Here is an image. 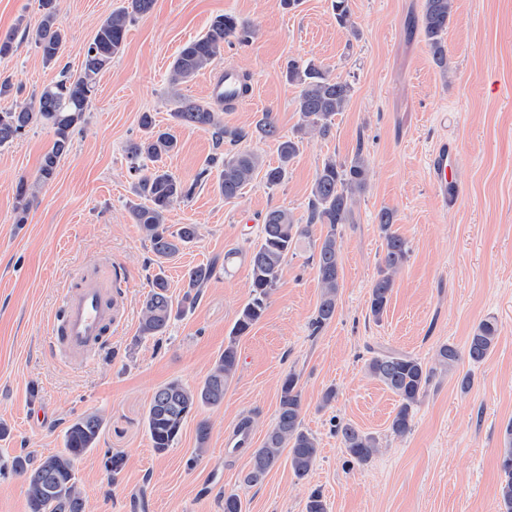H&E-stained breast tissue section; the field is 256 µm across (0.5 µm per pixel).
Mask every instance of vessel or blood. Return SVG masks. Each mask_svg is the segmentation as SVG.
Masks as SVG:
<instances>
[{
	"label": "vessel or blood",
	"instance_id": "1",
	"mask_svg": "<svg viewBox=\"0 0 512 512\" xmlns=\"http://www.w3.org/2000/svg\"><path fill=\"white\" fill-rule=\"evenodd\" d=\"M449 155L448 141L443 138L429 157L432 185L443 193L448 190L452 170ZM61 305L66 318L61 327L52 330L50 341L75 359L84 358L106 330L120 324L107 287L95 278L76 275L64 289Z\"/></svg>",
	"mask_w": 512,
	"mask_h": 512
}]
</instances>
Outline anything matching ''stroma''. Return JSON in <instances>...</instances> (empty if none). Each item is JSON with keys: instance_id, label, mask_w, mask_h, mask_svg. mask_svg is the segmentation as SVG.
Returning a JSON list of instances; mask_svg holds the SVG:
<instances>
[{"instance_id": "stroma-1", "label": "stroma", "mask_w": 512, "mask_h": 512, "mask_svg": "<svg viewBox=\"0 0 512 512\" xmlns=\"http://www.w3.org/2000/svg\"><path fill=\"white\" fill-rule=\"evenodd\" d=\"M121 4L57 0V23L67 37L62 62L71 72H78L98 25ZM348 4L353 26L346 29L331 0H300L291 11L280 0H155L99 74L69 153L23 224L16 221V184L34 178L52 135L35 125L0 148V460L62 451L68 425L98 410L105 418L100 444L76 462L88 512H224L228 492L240 496L243 512H305L315 490L327 512H499L500 457L512 423V0H454L446 75L433 65L421 30L423 0ZM226 13L255 28L252 41L225 45L209 68L171 85L168 70L181 48ZM40 19L38 0H0V34L14 33L17 46L0 60V74L19 85L22 100L58 77L32 39ZM292 59L322 64L352 85L331 137L304 141L277 187L258 180L227 200L217 189L219 168L207 161L235 146L215 147L204 129L176 128L180 150L165 164L196 189L171 208L166 223L198 225L200 236L166 273L173 297H181L187 268L223 259L232 248L248 250L269 210L285 208L305 222L323 161L347 163L360 150L370 179L354 223L341 228L338 312L311 331L321 288L313 248L301 244L262 318L238 341L240 365L223 405L189 417L173 448L156 453L146 426L153 392L174 379L191 386L205 379L249 298L250 272L243 260L216 271L194 309L165 335L140 338L141 303L157 265L129 209L135 196L127 144L140 133L142 113L170 125L178 98L206 100L208 82L228 67L248 73L252 91L225 109V126L249 131L267 112L282 135H293L299 87L285 78ZM14 99L0 98V111ZM443 138L458 155L446 197L433 190L428 169ZM384 208L394 211L410 257L376 320L368 301L383 256L377 214ZM79 271L112 282L126 322L87 360L67 361L48 334L61 293ZM489 317L498 325L491 353L478 364L464 358L437 370L411 432L394 437L397 398L368 374V359L394 349L433 362L441 345L464 348ZM291 371L300 376L302 426L316 438L318 458L305 479L283 460L263 482L245 484L250 453L225 442L248 417L255 444H262L275 421L280 381ZM466 375L472 385L464 392L459 381ZM330 388L336 398L326 405ZM202 418L211 433L199 457ZM338 420L378 437L381 452L350 463L334 431ZM109 452L125 457L114 477L104 467Z\"/></svg>"}]
</instances>
